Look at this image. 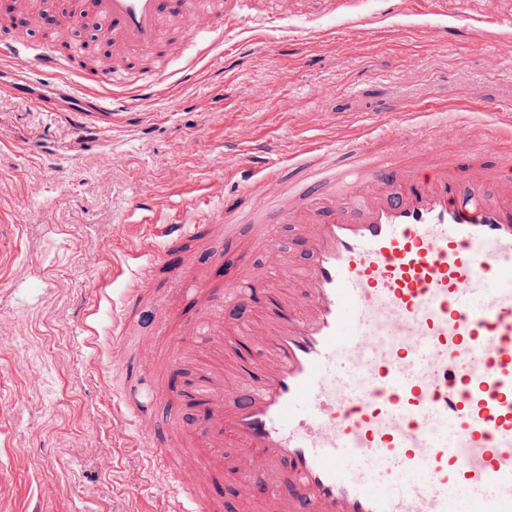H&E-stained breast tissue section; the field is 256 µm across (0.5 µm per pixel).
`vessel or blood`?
<instances>
[{"label": "vessel or blood", "instance_id": "1", "mask_svg": "<svg viewBox=\"0 0 512 512\" xmlns=\"http://www.w3.org/2000/svg\"><path fill=\"white\" fill-rule=\"evenodd\" d=\"M79 16L112 42L94 82L147 100L175 72L171 28L196 50L177 71L189 81L225 31L292 13L258 0H73L59 39ZM84 55L0 40V59L35 82L83 76ZM124 106L79 98L70 119L98 131ZM471 125L462 112L405 122L386 129L381 155L368 139L312 140L288 164L252 137L224 207L154 225L158 249L126 280L112 334L126 336L148 295L183 329L172 348L141 341L118 404L180 512H220L228 479L250 512H512V153L501 150L512 126L487 123L476 139ZM239 224L259 229L261 269L225 281L216 248L208 273L154 288L157 267ZM280 224L294 250L278 244ZM240 306L252 320L225 318ZM246 339L261 359L243 355ZM157 379L191 425L147 419L144 386Z\"/></svg>", "mask_w": 512, "mask_h": 512}]
</instances>
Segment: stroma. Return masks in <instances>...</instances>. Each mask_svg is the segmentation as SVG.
I'll use <instances>...</instances> for the list:
<instances>
[{
  "instance_id": "obj_1",
  "label": "stroma",
  "mask_w": 512,
  "mask_h": 512,
  "mask_svg": "<svg viewBox=\"0 0 512 512\" xmlns=\"http://www.w3.org/2000/svg\"><path fill=\"white\" fill-rule=\"evenodd\" d=\"M292 9L280 26L229 34L193 81L131 99L134 117L101 135L27 103L69 105L73 77L34 86L0 60L13 88L0 92V512H174L172 486L153 478L112 402L131 374L110 359L113 306L154 244L130 201L161 220L219 204L244 131L286 162L311 139L376 140L412 114L434 125L512 106V29L493 21L512 0H468L465 27L446 34L379 0L310 25L307 0Z\"/></svg>"
}]
</instances>
